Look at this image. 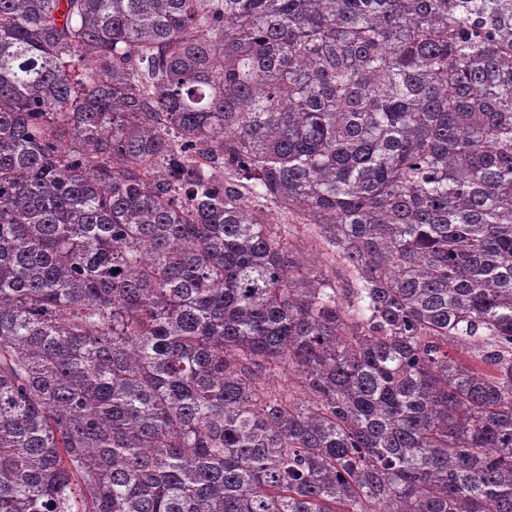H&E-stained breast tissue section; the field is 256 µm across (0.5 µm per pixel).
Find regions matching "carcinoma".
Instances as JSON below:
<instances>
[{
    "label": "carcinoma",
    "instance_id": "obj_1",
    "mask_svg": "<svg viewBox=\"0 0 512 512\" xmlns=\"http://www.w3.org/2000/svg\"><path fill=\"white\" fill-rule=\"evenodd\" d=\"M0 512H512V0H0Z\"/></svg>",
    "mask_w": 512,
    "mask_h": 512
}]
</instances>
